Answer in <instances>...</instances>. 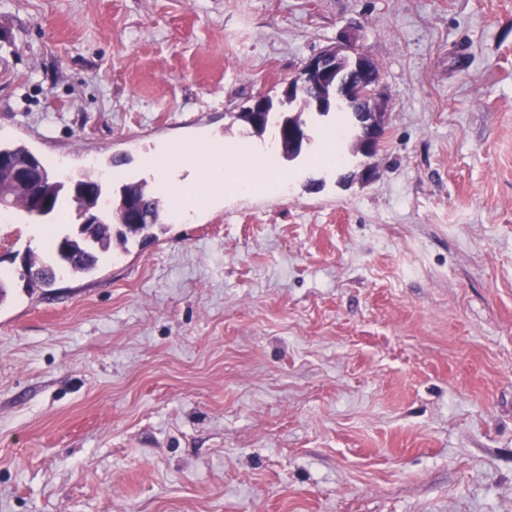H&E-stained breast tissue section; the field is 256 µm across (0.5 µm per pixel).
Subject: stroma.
<instances>
[{
	"label": "stroma",
	"instance_id": "35a3bbf8",
	"mask_svg": "<svg viewBox=\"0 0 512 512\" xmlns=\"http://www.w3.org/2000/svg\"><path fill=\"white\" fill-rule=\"evenodd\" d=\"M353 40L373 158L310 128L287 192L194 195L48 288L22 258L64 227L8 211L0 512H512V0H0V140L204 171ZM357 72L364 77L362 83L357 87L356 96L358 102L368 103V110L364 111L363 118L369 131L365 153L374 154L384 139L385 127L383 116L380 112L381 105L377 94L378 79L377 66L368 54L360 48L347 46L343 48H329L319 54L311 56L302 67L299 82L295 86L289 82L282 94L288 93V98L295 92H299L304 86L314 81L321 83L339 82L340 77L346 72Z\"/></svg>",
	"mask_w": 512,
	"mask_h": 512
}]
</instances>
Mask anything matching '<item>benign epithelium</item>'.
I'll use <instances>...</instances> for the list:
<instances>
[{"mask_svg": "<svg viewBox=\"0 0 512 512\" xmlns=\"http://www.w3.org/2000/svg\"><path fill=\"white\" fill-rule=\"evenodd\" d=\"M350 71L363 76L362 83L357 87L356 96L358 101L368 104V110L364 111L365 124L369 131L365 153L372 155L379 149L384 139V113L381 112L377 96V66L364 50L352 46L329 48L308 58L299 73L298 84L288 83L284 92L291 96L314 81L324 84L337 83L342 74ZM12 173L14 179L28 189V208L37 215L51 214L53 199L42 191L46 171L39 160L30 158L25 162H14ZM62 185L79 205L80 222L74 234L80 233L88 240L93 239L97 225L103 223L107 212L108 198L103 192L101 181L88 182L83 178H65Z\"/></svg>", "mask_w": 512, "mask_h": 512, "instance_id": "7a95c632", "label": "benign epithelium"}]
</instances>
